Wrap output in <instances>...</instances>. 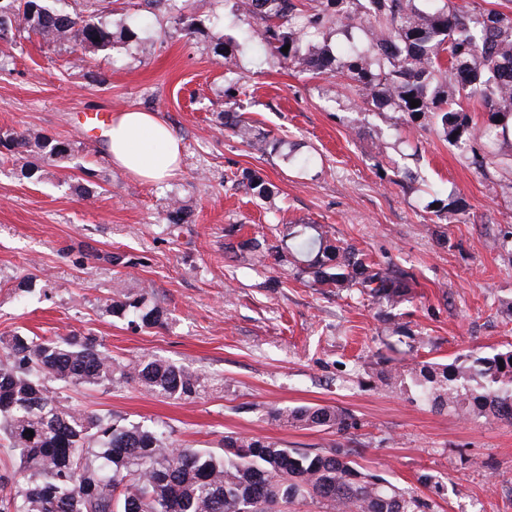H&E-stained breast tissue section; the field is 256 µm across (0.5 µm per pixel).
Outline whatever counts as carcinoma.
Here are the masks:
<instances>
[{
	"label": "carcinoma",
	"mask_w": 512,
	"mask_h": 512,
	"mask_svg": "<svg viewBox=\"0 0 512 512\" xmlns=\"http://www.w3.org/2000/svg\"><path fill=\"white\" fill-rule=\"evenodd\" d=\"M97 0L67 12L46 0H0V39L23 28L49 42L104 50L112 33L97 20ZM257 21L251 37L281 62L340 80L368 109H390L406 123L423 121L448 144L472 153L485 170L512 168V10L459 7L452 0H237ZM347 41L333 52L325 32ZM288 52H282L284 46ZM419 106L411 107V101ZM487 114L472 124L464 105ZM222 127L248 147L277 149L252 121L232 109ZM499 151L480 154V139ZM38 149L45 160L70 156L69 144L40 133L0 131V155L22 158ZM238 184L259 199L271 195L258 175L244 171ZM433 213L448 220L466 210L459 196L435 198ZM311 230L304 236L305 230ZM288 250L299 273L327 295L367 296L390 309L413 299L409 282L342 245L322 224H290ZM130 313L129 324L151 329L164 312L144 294H125L108 305ZM504 365H499V361ZM378 377L402 390L415 388L439 411L475 415L512 425V349L489 358L457 357L446 364L401 359ZM134 383L173 400H194L208 379L163 359L123 362L90 336L49 338L15 332L0 342V447L19 459L11 476L0 475V512H264L319 504L325 512H432L429 496L404 490L365 470L355 451L340 442L325 453L298 452L261 436L229 433L219 450L183 448L158 428L123 424L107 413L68 405L61 390L108 389ZM290 426L324 427L341 437L354 428L335 406L300 405L273 412ZM34 431V435L26 431Z\"/></svg>",
	"instance_id": "obj_1"
}]
</instances>
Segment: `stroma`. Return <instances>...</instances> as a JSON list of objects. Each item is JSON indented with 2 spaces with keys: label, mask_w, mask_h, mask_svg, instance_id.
<instances>
[{
  "label": "stroma",
  "mask_w": 512,
  "mask_h": 512,
  "mask_svg": "<svg viewBox=\"0 0 512 512\" xmlns=\"http://www.w3.org/2000/svg\"><path fill=\"white\" fill-rule=\"evenodd\" d=\"M146 8L145 0H100L112 45L74 67L69 43L24 30L0 40V129L72 147L55 162H0V337L90 335L126 362L160 357L195 368L210 386L193 402L132 383L63 392L81 410L166 426L191 448L218 447L235 432L326 452L335 433L285 425L270 412L341 407L355 421L345 444L359 462L425 492L433 512H512V425L436 412L376 378V353L395 338L418 360L443 363L512 344V189L435 131L362 110L348 91L244 44L237 111L313 162L300 168L282 152L254 151L220 127L230 99L214 52L254 20L236 0H195L184 13ZM130 108L157 113L181 140L180 167L164 182L113 166L102 141L75 124L80 112ZM404 169L418 175L413 188L394 181ZM246 170L269 183L270 198L233 184ZM436 191L467 204L445 225L444 243L427 207ZM174 199L186 223L168 222ZM300 222L330 225L343 244L409 277L412 303L390 310L327 296L288 262L225 249L252 237L280 245L285 225ZM120 290L147 293L164 324L140 331L112 316L106 305Z\"/></svg>",
  "instance_id": "1"
}]
</instances>
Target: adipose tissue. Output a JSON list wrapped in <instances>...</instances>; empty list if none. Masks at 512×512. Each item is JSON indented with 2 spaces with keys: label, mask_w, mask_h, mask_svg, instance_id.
<instances>
[{
  "label": "adipose tissue",
  "mask_w": 512,
  "mask_h": 512,
  "mask_svg": "<svg viewBox=\"0 0 512 512\" xmlns=\"http://www.w3.org/2000/svg\"><path fill=\"white\" fill-rule=\"evenodd\" d=\"M103 139L112 163L146 183L166 179L181 161L179 138L153 112L127 109L113 113Z\"/></svg>",
  "instance_id": "obj_1"
}]
</instances>
